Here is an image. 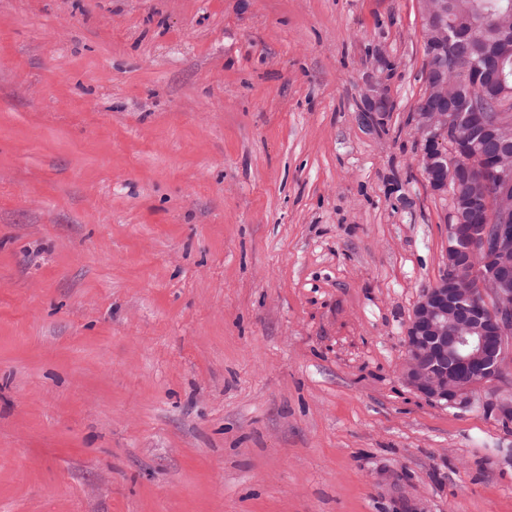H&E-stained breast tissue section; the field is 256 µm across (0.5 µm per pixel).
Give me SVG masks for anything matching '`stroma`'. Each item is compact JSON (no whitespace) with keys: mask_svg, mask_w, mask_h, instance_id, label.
I'll use <instances>...</instances> for the list:
<instances>
[{"mask_svg":"<svg viewBox=\"0 0 512 512\" xmlns=\"http://www.w3.org/2000/svg\"><path fill=\"white\" fill-rule=\"evenodd\" d=\"M426 65L416 0H0V512H512L401 375Z\"/></svg>","mask_w":512,"mask_h":512,"instance_id":"stroma-1","label":"stroma"}]
</instances>
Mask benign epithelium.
Returning a JSON list of instances; mask_svg holds the SVG:
<instances>
[{"label":"benign epithelium","instance_id":"obj_1","mask_svg":"<svg viewBox=\"0 0 512 512\" xmlns=\"http://www.w3.org/2000/svg\"><path fill=\"white\" fill-rule=\"evenodd\" d=\"M427 58L425 89L413 121L425 137L419 164L430 188L450 199L445 269L424 289L406 327L402 376L435 403L468 407L477 399L512 421V389L496 385L512 364V112H488L448 75L468 66L497 76L512 58V29L497 34L495 54L481 61L450 49L475 17L455 15L448 0H417ZM368 112L393 104L369 84Z\"/></svg>","mask_w":512,"mask_h":512}]
</instances>
